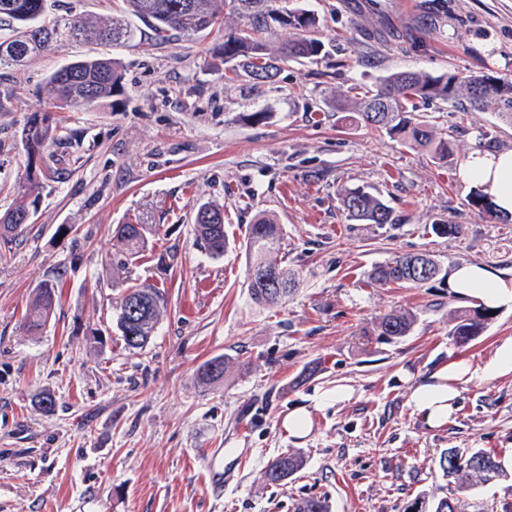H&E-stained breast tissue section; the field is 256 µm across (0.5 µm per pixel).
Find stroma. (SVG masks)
Segmentation results:
<instances>
[{"instance_id":"stroma-1","label":"stroma","mask_w":512,"mask_h":512,"mask_svg":"<svg viewBox=\"0 0 512 512\" xmlns=\"http://www.w3.org/2000/svg\"><path fill=\"white\" fill-rule=\"evenodd\" d=\"M274 13L314 11L325 54L254 83L224 79L223 32L163 43L137 17L133 40L72 43L0 71V212L29 185L21 131L61 65L107 56L123 74L113 103L58 113L51 145L59 177L45 181L28 229L0 261V512H295L318 496L329 512H404L448 494L439 466L450 448L512 455V377L474 378L457 410L428 428L411 388L454 361L484 363L512 337V308L484 333L456 343L464 303L448 273L477 263L512 278V220L473 208L460 176L478 148H512V125L467 99L414 102L451 159L371 132L336 101L389 74H488L512 82V0H270ZM268 111L267 120L247 121ZM363 188L395 224L347 220L342 192ZM224 210L228 245L197 241L198 208ZM263 215L284 229L280 259L298 287L257 307L248 291L247 229ZM153 225L125 264L116 224ZM435 224H455L439 237ZM428 252L440 274L418 286L372 282L371 269ZM66 276L37 334L29 301L56 268ZM157 288L167 305L150 343L125 349L116 329L127 287ZM409 312L407 336H381L390 313ZM107 338L92 342V333ZM223 358L221 378L203 365ZM339 384L350 400L313 411L308 437L281 426L293 407ZM55 406L44 410L41 394ZM224 451V493L208 489L199 460ZM303 458L281 484L265 478L282 455Z\"/></svg>"}]
</instances>
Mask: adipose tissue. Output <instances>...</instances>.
Listing matches in <instances>:
<instances>
[{
    "instance_id": "adipose-tissue-1",
    "label": "adipose tissue",
    "mask_w": 512,
    "mask_h": 512,
    "mask_svg": "<svg viewBox=\"0 0 512 512\" xmlns=\"http://www.w3.org/2000/svg\"><path fill=\"white\" fill-rule=\"evenodd\" d=\"M462 175L467 181L485 187L501 213L512 214V149L473 151ZM448 286L455 297L476 300L490 309L512 306V279L503 278L478 264L467 263L453 268L448 276ZM479 375L491 379L512 376V337L500 341L480 367L458 361L437 370L428 380L412 388L408 403L428 428L441 427L453 414L461 388ZM352 393V388L344 385L317 393L312 398V407L293 408L283 418L282 426L289 436L304 438L311 431L313 410L346 401Z\"/></svg>"
}]
</instances>
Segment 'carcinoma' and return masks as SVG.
Wrapping results in <instances>:
<instances>
[{
    "mask_svg": "<svg viewBox=\"0 0 512 512\" xmlns=\"http://www.w3.org/2000/svg\"><path fill=\"white\" fill-rule=\"evenodd\" d=\"M46 0H0V69L15 67L33 53L59 49L68 43L96 39L101 42L121 43L134 37V31L122 16L94 20L82 14L66 18L51 17L46 12ZM131 13L149 23L153 39L162 42L172 31L200 35L224 29L226 0H126ZM247 10L248 23L224 34L219 47L224 57V80L233 81L239 69L255 79L272 76L270 50L264 38L269 28L270 13L263 10L265 0H237ZM276 22L292 30V36L278 49L283 62L314 60L324 48L315 37L316 17L308 11L289 12ZM122 72L110 59H78L54 71L46 80L44 110L35 112L22 133L27 135V166H36L41 176L51 172L45 151L60 141L58 126L52 113L74 105H93L112 99L121 91ZM464 94L470 103L482 106L488 101L498 105L501 120L512 124V83L501 82L491 76L460 77L453 73L431 75L415 70H400L385 77L374 90H368L354 109L364 125L385 132L392 138L422 149H430L442 158L452 156L450 143L435 142L429 123L411 117L407 103L413 98L450 101ZM35 201L21 197L0 215V245L15 243L23 230V218ZM343 205L348 220L361 224H396L399 218L378 197L359 188L343 193ZM470 205L487 214L493 213L491 197L482 189L473 191ZM147 225L117 224L113 238L121 246L125 258H134L140 252ZM194 231L208 253L221 256L226 247L224 212L203 205L195 217ZM281 225L269 217H261L249 225L246 249L252 259L250 271H276L282 276V287L259 278H249L250 298L258 306L276 305L296 287L294 271L273 258L282 239ZM423 261L428 269L411 275V266ZM440 274V267L427 253L403 254L372 268L371 278L383 285H419ZM65 273L56 271L54 279L43 283L27 308L25 319L28 330L38 332L46 325L57 301V289ZM134 300L140 315L132 319L126 315L127 304ZM163 312L162 294L155 288L131 285L122 296L116 317V327L128 350L144 348L151 340ZM494 318L486 307L455 312V325L449 332L459 344H466L480 336ZM414 322L410 313H391L379 323L380 335L399 338L407 335ZM439 465L446 476L456 480L457 491H470L475 485L485 484L500 476L496 453L474 448L462 453L450 448ZM303 467L297 455L280 456L266 470V478L279 484ZM295 512H328L326 501L310 496L299 501Z\"/></svg>",
    "mask_w": 512,
    "mask_h": 512,
    "instance_id": "carcinoma-1",
    "label": "carcinoma"
}]
</instances>
